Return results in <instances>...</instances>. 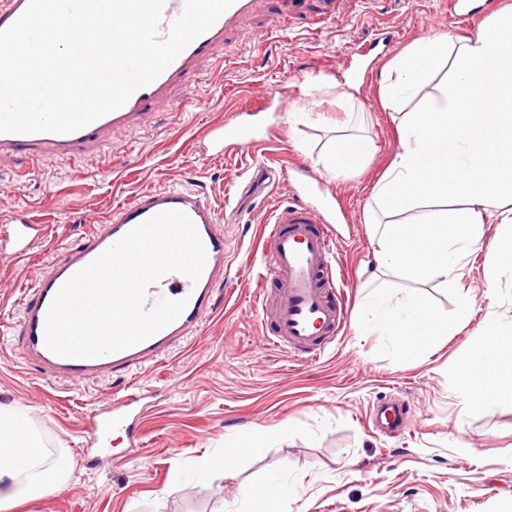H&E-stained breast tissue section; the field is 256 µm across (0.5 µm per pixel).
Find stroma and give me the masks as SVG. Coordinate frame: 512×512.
<instances>
[{"instance_id":"stroma-1","label":"stroma","mask_w":512,"mask_h":512,"mask_svg":"<svg viewBox=\"0 0 512 512\" xmlns=\"http://www.w3.org/2000/svg\"><path fill=\"white\" fill-rule=\"evenodd\" d=\"M443 2L339 0L337 17L307 13L275 30L251 18L218 52L212 70L176 88L143 124L98 153L65 163L23 156L0 162V211L25 209L49 228L26 261L0 252V402L25 406L46 448L81 474L17 512H243L242 486L272 474L296 485L276 512H512V399L468 408L458 375L483 342L487 313L512 322V275L489 283L491 261L480 252L470 256L457 287L396 282L400 293L428 295L445 316L457 315L461 299L471 303L466 323L427 357H402L386 337L363 335L357 310L374 267L365 208L399 148L380 105L379 72L413 41L432 37ZM391 27L399 38L389 45ZM347 69L360 79L351 110L343 98ZM265 88L280 92L295 114L275 125L267 153L324 177L337 197L339 286L352 304L351 332L308 365L267 345L256 316L258 270L248 259L260 254L265 221L287 201L289 186L257 179L248 194L235 197L239 211L224 224L234 278L221 285L217 310L140 376L156 391L140 420L143 447H130L116 431L110 458H84L87 418L122 380L58 382L22 358L15 334L20 292L138 192L180 184L223 207L246 161L229 149L223 158H205V130ZM339 133L365 136L374 146L355 173L324 168ZM393 395L410 406V430L385 437L371 430L367 416ZM280 427L284 436L241 457L232 473L221 468L227 438L242 441L250 431ZM125 454L128 464L113 465V457ZM205 462L213 471L201 481L195 470Z\"/></svg>"}]
</instances>
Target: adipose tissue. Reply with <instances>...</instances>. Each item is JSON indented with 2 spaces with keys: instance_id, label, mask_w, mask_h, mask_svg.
I'll return each instance as SVG.
<instances>
[{
  "instance_id": "1",
  "label": "adipose tissue",
  "mask_w": 512,
  "mask_h": 512,
  "mask_svg": "<svg viewBox=\"0 0 512 512\" xmlns=\"http://www.w3.org/2000/svg\"><path fill=\"white\" fill-rule=\"evenodd\" d=\"M449 78L437 93L419 98L415 111L402 100L441 68ZM381 74L399 148L374 188L366 214L374 245V287L361 308L364 329L389 337L408 357L432 350L453 328L433 303L417 294L392 302L377 287L393 275L450 286L468 258L482 248L488 212L510 233L491 247L497 271L512 273V10L489 15L474 36H436L409 45ZM417 97V96H416ZM483 344L465 361L468 406L512 398V373L503 340L512 325L489 316ZM496 388H489V378ZM73 464L51 459L27 426V413L0 404V512L69 483Z\"/></svg>"
}]
</instances>
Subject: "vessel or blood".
I'll return each instance as SVG.
<instances>
[{"label":"vessel or blood","mask_w":512,"mask_h":512,"mask_svg":"<svg viewBox=\"0 0 512 512\" xmlns=\"http://www.w3.org/2000/svg\"><path fill=\"white\" fill-rule=\"evenodd\" d=\"M265 4L266 0H235L154 81L135 91L120 108L78 131L0 133V161L24 154L66 162L79 153L97 149L112 132L136 126L150 106L165 101L174 86L186 84L211 63L229 33L243 19L263 12ZM271 100V95H264L258 105L240 107L224 123L210 126L205 137L211 157H223L225 146L230 145L238 155L253 157L259 171H267V164L259 156L266 138L245 116L256 110L265 111ZM323 186V179L312 176L304 184L290 187L288 205L277 208L270 219L272 227L261 255L260 280L264 290L260 321L268 325L271 343L298 362L320 357L338 336L345 334L350 323V305L337 289L333 271V227L325 217L324 207L313 200L316 190ZM169 210L190 217L205 245L206 264L195 282L179 272L164 275L149 287L148 298L186 300L183 312L155 335L119 352L96 358L62 357L51 352L45 344V321L59 289L131 229ZM45 231V226L34 223L26 211L0 212V249L10 250L15 258L29 257L33 241L44 237ZM229 276L224 226L205 193L176 185L144 191L115 206L64 261L49 263L35 273L32 285L20 300L18 341L24 355L37 362L46 377L53 380L82 383L118 371L130 373L193 335L215 311L216 288ZM151 396L144 383L129 382L121 394L113 395L92 412L85 430L88 439L103 448L112 431L121 429L131 445L141 446L138 422ZM369 420L375 431L400 436L410 426V412L404 403L389 399L374 407Z\"/></svg>","instance_id":"vessel-or-blood-1"}]
</instances>
